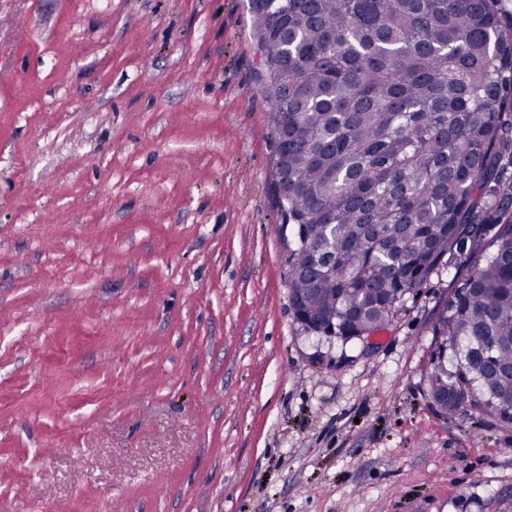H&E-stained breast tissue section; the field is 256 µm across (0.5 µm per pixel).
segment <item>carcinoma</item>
I'll return each mask as SVG.
<instances>
[{"instance_id":"cac0c4a2","label":"carcinoma","mask_w":512,"mask_h":512,"mask_svg":"<svg viewBox=\"0 0 512 512\" xmlns=\"http://www.w3.org/2000/svg\"><path fill=\"white\" fill-rule=\"evenodd\" d=\"M298 321L345 342L467 268L427 396L512 423V16L500 0H251Z\"/></svg>"}]
</instances>
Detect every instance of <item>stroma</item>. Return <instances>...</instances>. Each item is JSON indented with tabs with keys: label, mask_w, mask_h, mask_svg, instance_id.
Segmentation results:
<instances>
[{
	"label": "stroma",
	"mask_w": 512,
	"mask_h": 512,
	"mask_svg": "<svg viewBox=\"0 0 512 512\" xmlns=\"http://www.w3.org/2000/svg\"><path fill=\"white\" fill-rule=\"evenodd\" d=\"M250 0H0V512H501L512 424L433 406L432 277L295 320Z\"/></svg>",
	"instance_id": "stroma-1"
}]
</instances>
